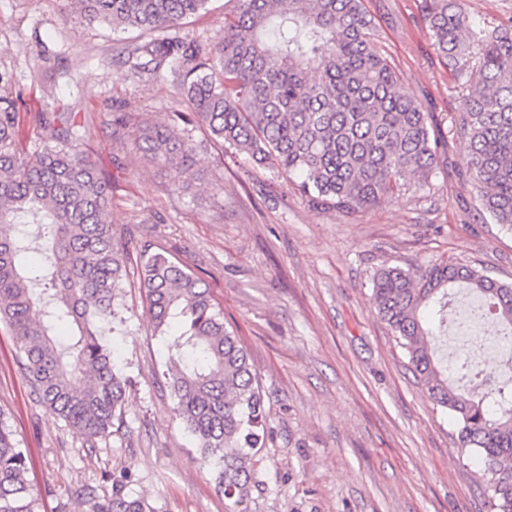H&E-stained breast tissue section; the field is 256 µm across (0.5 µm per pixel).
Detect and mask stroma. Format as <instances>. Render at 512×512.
<instances>
[{"label": "stroma", "mask_w": 512, "mask_h": 512, "mask_svg": "<svg viewBox=\"0 0 512 512\" xmlns=\"http://www.w3.org/2000/svg\"><path fill=\"white\" fill-rule=\"evenodd\" d=\"M382 53L404 93L449 121L466 74L437 54L417 0H365ZM230 0H209L180 35L203 47L224 34ZM120 43L89 27L66 0H0V72L21 94L20 146L42 150L39 112H72L81 148L111 185L112 224L137 255L148 243L190 266L245 344L259 376L270 435L249 512H487L461 454L456 422L413 374L405 350L373 310L381 266L455 261L512 284V231L482 219L470 186L447 171L425 194L401 195L352 215L313 207L288 175L181 124L198 147L183 186L136 149L137 126L190 113L169 67L136 72ZM136 123L113 136L114 115ZM127 378L123 425L88 443L33 395L0 324V413L27 457L38 512H79L77 494L104 498L114 477L157 512H229L216 468L176 418L167 383L172 332L155 329L143 291L125 281L103 324Z\"/></svg>", "instance_id": "35a3bbf8"}]
</instances>
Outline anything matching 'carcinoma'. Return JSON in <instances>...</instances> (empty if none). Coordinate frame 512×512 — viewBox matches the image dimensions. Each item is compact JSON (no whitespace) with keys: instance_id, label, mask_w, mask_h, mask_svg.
Here are the masks:
<instances>
[{"instance_id":"1","label":"carcinoma","mask_w":512,"mask_h":512,"mask_svg":"<svg viewBox=\"0 0 512 512\" xmlns=\"http://www.w3.org/2000/svg\"><path fill=\"white\" fill-rule=\"evenodd\" d=\"M67 2L88 25L151 34L127 59L144 68L169 64L179 95L214 141L297 176L296 189L313 206L358 213L417 194L445 167L476 191L481 214L512 230V26L485 24L462 0L418 5L434 50L453 69H471L445 131L438 115L401 92L364 0H233L224 38L209 48L179 36L182 21L208 0ZM19 99L0 97V323L14 336L36 398L94 443L123 423L127 379L115 371L101 325L115 318L128 250L112 225L110 184L77 146L76 114L37 113L55 146L27 154L19 148ZM451 140L467 148L454 163ZM135 144L176 179L196 164L192 140L166 125L142 128ZM24 224L53 231L45 247L53 260L29 268L35 237ZM137 272L155 328L178 327L170 357L175 415L202 461L218 462L217 484L232 512H248L269 432L250 355L188 266L146 248ZM456 285L480 299L474 312L494 320L496 335L512 337V285L452 261L418 271L381 267L371 301L431 399L455 418L461 452L480 461L491 512H512V377L461 356L455 371L486 384L465 392L439 355ZM82 496L88 512H155L119 481L107 498ZM36 510L24 452L0 418V512Z\"/></svg>"}]
</instances>
